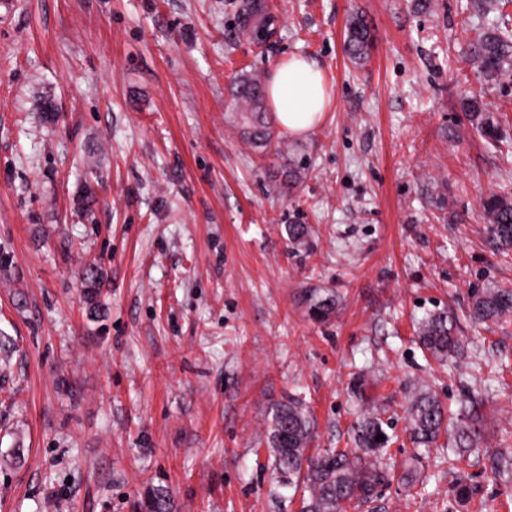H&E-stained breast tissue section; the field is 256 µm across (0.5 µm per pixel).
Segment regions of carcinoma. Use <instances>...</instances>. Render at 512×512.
I'll list each match as a JSON object with an SVG mask.
<instances>
[{
  "instance_id": "1",
  "label": "carcinoma",
  "mask_w": 512,
  "mask_h": 512,
  "mask_svg": "<svg viewBox=\"0 0 512 512\" xmlns=\"http://www.w3.org/2000/svg\"><path fill=\"white\" fill-rule=\"evenodd\" d=\"M512 0H485L484 10L494 15L477 31L471 51L489 78L512 75V36L507 25L512 15L504 12ZM373 44L372 25L367 16L354 15L348 24L345 52L356 64L369 59ZM243 121L244 135L258 148H267L276 140L274 126L264 105L265 87L257 74H240L227 89ZM469 123L491 144L504 138L503 116L485 109L480 98L467 96L462 102ZM489 232L498 246L512 249V198L490 194L483 202ZM310 310L321 319L333 310L332 300L314 292L306 294ZM470 316L479 323L506 322L512 318V287L485 288L471 295ZM455 314L437 311L417 321V335L427 353L437 362H446L459 354L461 339L456 335ZM481 403L469 396L457 414L445 411L440 400L429 389L411 392L406 407L413 443L434 447L441 434H446L456 449V461L462 463L475 455L493 476L512 474V451L502 448L485 451L479 448ZM381 411L366 407L353 428L355 447L311 452L313 420L305 401L291 395L273 409L266 434V447L278 482L307 495L302 512H345L352 502L376 498L378 489L394 478L396 466L385 461L386 432ZM383 439L376 440L377 435ZM457 504H471L473 488L457 480L452 489ZM167 490H152L149 512H169Z\"/></svg>"
}]
</instances>
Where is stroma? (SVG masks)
Returning a JSON list of instances; mask_svg holds the SVG:
<instances>
[{
    "mask_svg": "<svg viewBox=\"0 0 512 512\" xmlns=\"http://www.w3.org/2000/svg\"><path fill=\"white\" fill-rule=\"evenodd\" d=\"M245 2L12 0L0 17V512H146L157 486L171 512H301L264 447L294 393L316 447H352L366 399L393 460L417 462L416 489L393 482L347 512H460L448 447L409 439L414 387L452 413L481 395L483 448H512V322L468 316L473 291L512 285L481 205L512 196V156L462 110L476 94L512 117V76L470 58L480 0L425 14L415 0H261L260 19ZM358 13L374 47L355 65L343 41ZM293 55L318 63L331 100L310 133L279 131L281 157L244 139L227 89ZM292 223L311 227L302 247ZM310 289L334 299L327 320ZM447 308L463 352L443 369L414 325ZM468 472L484 512H512V481Z\"/></svg>",
    "mask_w": 512,
    "mask_h": 512,
    "instance_id": "obj_1",
    "label": "stroma"
}]
</instances>
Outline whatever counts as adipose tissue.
I'll return each instance as SVG.
<instances>
[{
  "instance_id": "obj_1",
  "label": "adipose tissue",
  "mask_w": 512,
  "mask_h": 512,
  "mask_svg": "<svg viewBox=\"0 0 512 512\" xmlns=\"http://www.w3.org/2000/svg\"><path fill=\"white\" fill-rule=\"evenodd\" d=\"M267 96L280 127L302 136L322 120L329 94L317 63L297 56L274 67Z\"/></svg>"
}]
</instances>
